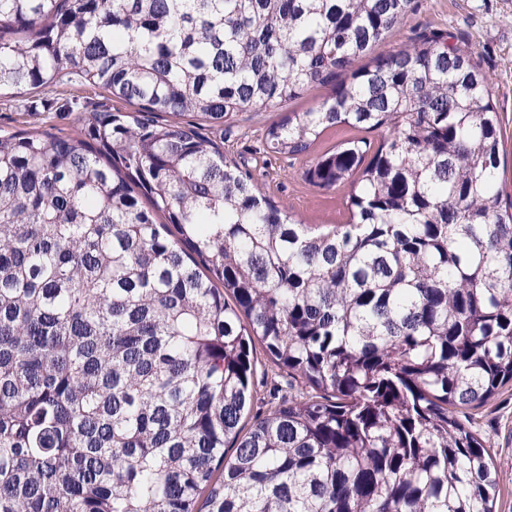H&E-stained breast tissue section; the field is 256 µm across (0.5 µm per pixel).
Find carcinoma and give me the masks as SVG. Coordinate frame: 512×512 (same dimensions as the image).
<instances>
[{"mask_svg":"<svg viewBox=\"0 0 512 512\" xmlns=\"http://www.w3.org/2000/svg\"><path fill=\"white\" fill-rule=\"evenodd\" d=\"M413 0H0V92L136 112L0 135V512H495L473 411L512 386V199L472 54L361 59ZM348 188L314 230L198 132ZM383 133L373 146L360 131ZM298 377L251 426L255 343ZM331 94V86H315L301 98L280 111L238 112L229 124H224V139L220 132L205 124L201 132L216 140L224 157L245 167L259 191L281 208L288 210L303 224H345L349 219L346 207V187L321 190L308 184L303 172L324 151L343 139L338 129L326 130L309 152L292 158L265 149L268 128L287 112H307L318 107Z\"/></svg>","mask_w":512,"mask_h":512,"instance_id":"cac0c4a2","label":"carcinoma"}]
</instances>
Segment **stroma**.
Instances as JSON below:
<instances>
[{
  "label": "stroma",
  "instance_id": "1",
  "mask_svg": "<svg viewBox=\"0 0 512 512\" xmlns=\"http://www.w3.org/2000/svg\"><path fill=\"white\" fill-rule=\"evenodd\" d=\"M447 32L449 42L471 49L486 75L493 102L500 114L503 155L500 174L512 189V0H414L407 20L376 46L382 55L409 44L423 29ZM29 96L0 97V131L36 129L67 137L77 128L73 112H31ZM281 112L237 113L223 132L203 127L209 138H221L227 160L239 163L252 176L259 191L297 220L309 225L343 224L349 219L346 188L321 190L308 184L303 172L324 151L338 145L342 133L326 130L305 155L293 158L265 148L268 128ZM479 430L487 439L498 465V512H512V388L501 391L478 415Z\"/></svg>",
  "mask_w": 512,
  "mask_h": 512
}]
</instances>
